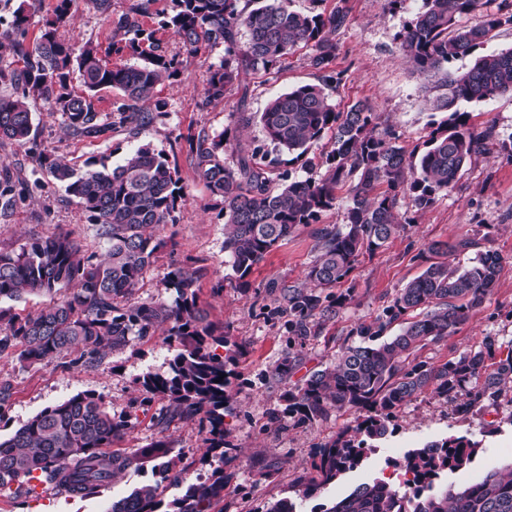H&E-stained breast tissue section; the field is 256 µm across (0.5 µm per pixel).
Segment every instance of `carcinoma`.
<instances>
[{"instance_id":"cac0c4a2","label":"carcinoma","mask_w":512,"mask_h":512,"mask_svg":"<svg viewBox=\"0 0 512 512\" xmlns=\"http://www.w3.org/2000/svg\"><path fill=\"white\" fill-rule=\"evenodd\" d=\"M172 2L162 28L173 30L192 52L224 47V57L204 89L206 105L223 98L234 85L246 99L242 76L277 68L300 45L311 48L309 65L320 73L319 83L280 94L258 117L245 111L230 114L236 131L255 121L261 126L264 139L252 150H242L227 129L197 138V173L223 204L224 252L241 288L250 287L247 277L254 266L299 226L316 223L322 212L336 205L345 187L343 226L317 230L319 254L307 272L314 287L335 286L361 254L384 247L402 224L409 223L399 211V196L407 195L416 208L425 209L455 185L473 157L492 152V131L475 130L469 113L457 104L512 94V49L475 56L465 69L450 72L448 65L474 56L495 31L512 27V3H503L499 12L484 15L478 24L464 25L462 18L480 12L486 0H422L421 10L399 33L400 50L413 71L436 78L432 110L446 114L419 154L380 129V115L368 103L359 101L338 111L325 92L338 80L331 69L337 55L333 34L347 19L344 0L329 13L314 15L291 9L290 0ZM72 3L60 0L54 17L30 45L25 41L31 14L24 4L0 29V55L9 50L23 62L20 68L0 66V86L13 90L0 96V139L30 140L31 99L61 113L74 134L101 137L112 124L96 110L92 97L103 88L122 92L117 111L123 121L137 126L144 120L139 103L152 96L157 84L177 75L175 61L158 53L154 35L127 15L119 18V25L132 34L125 48L143 57L140 63L112 69L94 46L77 48L61 39L58 29L67 23ZM243 29L248 32L244 44L239 38ZM144 41L154 45L146 56L141 50ZM76 75L83 86L80 94L71 87ZM328 131L333 147L322 156L321 177L276 172L284 152L302 167H313L311 146ZM224 152L232 155V163L219 159ZM39 167L90 214L106 254H87L63 233L0 250V300L52 296L72 287L24 317L0 309V352L15 348L20 360L31 365L72 353L99 362L170 325L168 341L177 348L168 370L147 373L136 384L143 395L141 405L148 407L156 398L169 402L158 414V423L175 416L196 418L206 432V454L220 465L206 480L187 485L175 501V512H212L224 501V485L232 478L224 473L222 462L229 446L224 418L231 414L232 398L227 365L235 356L214 349L228 339L198 303L195 270L176 265L167 273L166 287L175 292L170 304L129 302L154 262L155 230L172 220L183 198L177 169L164 153L147 145L130 151L115 167L91 161L78 172L50 152L41 153ZM22 198L14 183L0 182L1 206L14 207ZM472 249L476 254L467 265L452 260ZM428 251L440 260L402 288L390 307L395 317L414 313L412 320L380 343L383 326L358 325L353 335L362 342L345 347L334 364L288 390L286 413L298 425L324 420L335 411L356 414V425L340 430L294 479L300 499L361 466L374 443L394 433L392 421L399 410L427 390L450 403L452 414L461 419L512 406V340L487 336L478 350L438 366L417 360L420 349L449 336L482 306L504 270V259L478 249L470 237L435 242ZM281 298L287 303L288 334L301 339L309 337L332 308L343 306L341 299L332 307L314 291L293 287L283 290ZM130 429L129 420L112 416L104 398L94 393L47 407L0 439V490L36 479L90 498L118 475L149 467L152 480L112 502L108 512H158L174 464L173 448L160 437L143 448L112 450ZM477 448L478 443L465 436L428 442L405 456V466L418 483L409 499L398 500L386 481L375 478L321 512H512V464L488 470L465 485L435 484L443 472L466 467Z\"/></svg>"}]
</instances>
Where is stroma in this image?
I'll list each match as a JSON object with an SVG mask.
<instances>
[{"label":"stroma","instance_id":"1","mask_svg":"<svg viewBox=\"0 0 512 512\" xmlns=\"http://www.w3.org/2000/svg\"><path fill=\"white\" fill-rule=\"evenodd\" d=\"M140 2L112 0V15L106 18L90 0H74L71 20L59 34L70 43L97 47L109 66L130 65L134 58L124 50V35L113 24L114 17L129 15L142 29L154 32L163 54L177 61L178 76L158 84L152 98L141 103L146 120L136 127L119 121L121 94L111 88L100 90L95 106L113 123L105 140L70 134L59 113L48 111L42 102L31 103L35 133L30 141L22 145L0 140V173L10 172L25 192L23 202L0 212V249L66 233L86 253L104 250L88 212L50 174L37 171L42 150L53 151L78 169L91 160L117 165L127 152L142 145L164 152L179 171L184 201L173 222L157 230L163 245L131 299L138 303L172 302L174 295L164 286L172 265L188 263L198 269L199 304L207 310L210 321L242 347L233 365L232 413L225 418L230 446L223 462H216L205 454V435L197 420L176 419L162 430L155 417L165 408V401L155 400L146 410L140 407L137 378L165 372L175 353L162 331L93 364L77 363L65 356L28 365L20 361L17 351L1 352L0 385L9 384L10 397L0 407V437H8L48 406L80 392H94L105 398L112 415L131 422L129 433L117 443L119 449L142 447L161 433L170 441L179 462L177 481L165 488L164 501L180 497L196 474H210L220 464L234 475L224 488V512H264L269 503L294 497L296 472L309 467L318 448L355 420L352 412L342 411L310 425L296 426L289 420L278 425L271 423V411L284 408L283 396L292 385L333 363L344 346L354 343L351 330L356 324L383 325L387 336L399 331L402 320L389 319L387 309L399 290L426 268L429 243L468 236L478 240L481 248L497 251L506 265L484 305L451 335L418 351V360L440 365L477 349L484 337L512 339V95H502L488 104L460 103V110L470 113L472 125L492 127L497 148L491 154L474 157L456 185L430 207L419 210L411 197L401 198L400 209L410 217V224L384 248L360 256L351 273L330 289L331 297L346 300L338 313L321 320L314 336L292 341L288 338V317L279 312L268 288L304 284L318 254L315 230L320 225L341 224L346 199H339L333 209L322 213L318 224L299 226L281 241L254 267L250 287L241 288L225 261L221 205L196 173L192 145L201 134L222 131L230 113L239 106L260 112L277 95L317 83L318 73L309 65L311 50L297 47L277 74L261 70L250 73L246 78L248 98H241L231 87L223 99L206 105L202 102L203 89L211 66L224 55L223 48L190 54L177 35L160 27L172 11L171 0H153L145 14L138 11ZM346 6L347 22L335 36L338 51L334 68L340 80L328 90L332 103L340 111L358 101L369 103L401 145L410 150L422 147L432 122L441 115L430 106L426 79L405 62L397 40L398 33L419 12L422 0H404L395 10L384 0H346ZM289 353L296 356L298 366L283 381L273 376L272 370ZM511 412L504 407L497 413L461 421L453 416L450 405L424 392L399 411L396 432L380 441L355 472L308 499L306 512L319 504L332 505L359 483L396 473L407 451L451 434L479 443L473 462L450 476L456 484L468 483L512 461V426L502 425L495 433L488 430L497 416ZM150 478L147 471L125 473L89 499L70 497L34 481L26 491L14 486L0 490V512H107L113 500Z\"/></svg>","mask_w":512,"mask_h":512}]
</instances>
